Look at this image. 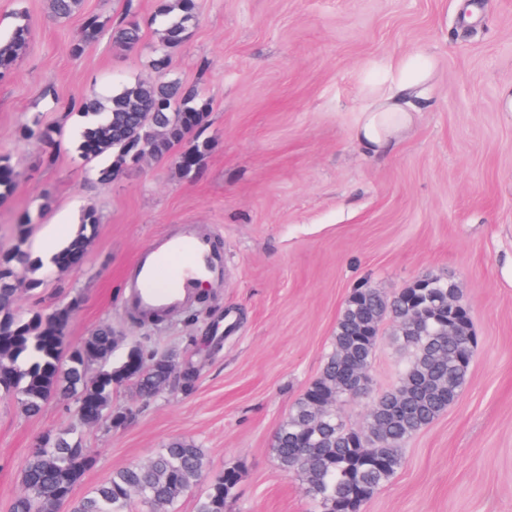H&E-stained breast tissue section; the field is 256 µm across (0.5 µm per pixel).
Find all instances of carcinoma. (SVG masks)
Masks as SVG:
<instances>
[{
	"mask_svg": "<svg viewBox=\"0 0 512 512\" xmlns=\"http://www.w3.org/2000/svg\"><path fill=\"white\" fill-rule=\"evenodd\" d=\"M80 4L81 0H52V9L57 17L66 18ZM159 14L165 22L155 47L158 79L112 93L106 106L83 98L70 101V109L88 118L79 143L81 156L112 157V163L97 171L103 183L140 162L146 151L156 158L167 156L207 117L196 92L167 77L170 50L186 42L189 24L196 18L195 0H162ZM105 26L99 16L87 15L71 52L82 54L100 38ZM27 35V27L19 25L10 40L0 41L1 71L13 64ZM141 41L142 30L135 20L112 28L117 46L134 48ZM21 138L53 141L51 131L36 121L21 127ZM15 188L8 162L0 156V200ZM97 224L96 210L86 209L80 231L61 252H85ZM42 267V259L20 244L0 252V391L16 395L28 417L39 415L57 396L71 397L77 405L89 400L92 406L76 412V424L46 435L42 452L29 455L25 493L13 502L12 512H48L60 496L67 498L69 512H129L135 497L173 512L178 499L204 476L208 485L197 499L196 512H225L240 479L239 467L206 472L204 450L187 438L169 440L149 463L114 470L85 496H72L95 461L83 443L81 428L104 424L117 429L129 419L127 411L112 405L114 390L128 380V357L112 365L119 337L109 325L95 329L78 346L46 343L49 336H64L70 311L79 299L48 312L17 309L15 282L22 279L28 290H40L46 283L37 276ZM450 292L457 293L451 281L432 278L424 288L415 283L392 296L375 288H356L348 299L320 375L296 400L273 440L280 470L302 478L307 496L320 512H361L401 467L399 447L458 398L468 379L476 336L462 305L456 334L448 335ZM386 319L395 326L394 343L413 351L399 382L372 400L366 420L357 428L346 426L335 407L314 411L312 400L317 396L337 403L351 397L354 369L371 363L378 342L374 332ZM128 351L136 352L145 364L136 379L143 397L151 398L171 385L184 392L194 388L196 372L179 366L173 354L157 353L139 343Z\"/></svg>",
	"mask_w": 512,
	"mask_h": 512,
	"instance_id": "obj_1",
	"label": "carcinoma"
}]
</instances>
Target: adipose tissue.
Returning a JSON list of instances; mask_svg holds the SVG:
<instances>
[{"mask_svg":"<svg viewBox=\"0 0 512 512\" xmlns=\"http://www.w3.org/2000/svg\"><path fill=\"white\" fill-rule=\"evenodd\" d=\"M436 68L432 54L419 52L386 61V78L368 85L367 106L358 113L354 138L365 153L381 154L399 144L421 113Z\"/></svg>","mask_w":512,"mask_h":512,"instance_id":"obj_1","label":"adipose tissue"}]
</instances>
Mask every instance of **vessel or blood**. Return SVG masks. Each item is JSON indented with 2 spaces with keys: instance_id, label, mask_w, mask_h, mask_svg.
<instances>
[{
  "instance_id": "1",
  "label": "vessel or blood",
  "mask_w": 512,
  "mask_h": 512,
  "mask_svg": "<svg viewBox=\"0 0 512 512\" xmlns=\"http://www.w3.org/2000/svg\"><path fill=\"white\" fill-rule=\"evenodd\" d=\"M223 273V253L188 224L181 234L156 237L137 254L125 303L139 318L178 311L194 301L200 281L220 279Z\"/></svg>"
}]
</instances>
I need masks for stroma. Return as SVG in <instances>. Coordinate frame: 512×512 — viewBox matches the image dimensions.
<instances>
[{"label": "stroma", "mask_w": 512, "mask_h": 512, "mask_svg": "<svg viewBox=\"0 0 512 512\" xmlns=\"http://www.w3.org/2000/svg\"><path fill=\"white\" fill-rule=\"evenodd\" d=\"M197 0V20L172 54L170 75L195 90L207 118L165 158L128 166L101 184L78 151L85 117L73 98L111 96L156 79L161 0H82L54 17L50 0H0V38L29 35L0 77V155L16 190L0 201V249L43 229L73 235L86 206L99 223L84 265L46 270L39 291L17 285L24 310L79 298L65 342L100 324L123 344L175 351L198 372L194 390L113 393L131 411L119 429L85 428L96 462L81 497L118 468L149 461L174 437L193 439L206 467H239L226 512H315L302 480L285 476L272 448L295 399L316 378L355 288L393 295L422 278L454 282L477 348L468 383L432 424L407 441L404 464L362 512H512V0ZM110 27L135 14L143 40L115 47L108 32L81 56L71 44L84 17ZM431 52L429 101L411 133L370 156L352 138L367 102L365 77L391 57ZM55 131L53 151L22 139L24 123ZM31 225H23L24 216ZM194 224L223 251V279L206 305L151 324L125 309L136 254L163 233ZM384 323L370 374L373 394L396 384L409 353ZM52 399L34 417L0 395V512L23 492L36 442L74 420Z\"/></svg>", "instance_id": "35a3bbf8"}]
</instances>
